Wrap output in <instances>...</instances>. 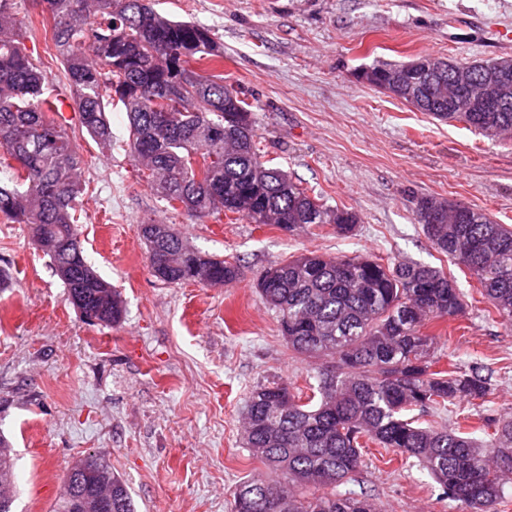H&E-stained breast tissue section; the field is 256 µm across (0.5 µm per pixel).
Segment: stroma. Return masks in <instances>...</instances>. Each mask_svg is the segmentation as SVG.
<instances>
[{
  "mask_svg": "<svg viewBox=\"0 0 512 512\" xmlns=\"http://www.w3.org/2000/svg\"><path fill=\"white\" fill-rule=\"evenodd\" d=\"M24 44L54 84L62 66L31 0H15ZM209 30L218 72L250 104L264 157L326 204L359 217L294 234L222 216L194 223L139 180L125 112H109L112 147L80 141L90 190L78 227L91 267L120 295L112 327L87 324L24 225L0 223V438L15 454L14 512H51L67 467L104 455L136 512H231L232 492L263 465L243 448L244 399L256 385L306 388L318 363L293 355L256 289L274 262L307 252L411 260L475 277L436 252L416 200L448 198L512 226V139L490 140L370 86L374 63L421 56L512 58V0H155ZM173 225L196 250L236 259L239 279L201 287L152 276L139 226ZM429 326L461 368L491 374L487 415L512 414V330L480 303ZM344 491L367 489L383 512H466L426 471L378 452Z\"/></svg>",
  "mask_w": 512,
  "mask_h": 512,
  "instance_id": "stroma-1",
  "label": "stroma"
}]
</instances>
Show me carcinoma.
<instances>
[{
  "label": "carcinoma",
  "instance_id": "cac0c4a2",
  "mask_svg": "<svg viewBox=\"0 0 512 512\" xmlns=\"http://www.w3.org/2000/svg\"><path fill=\"white\" fill-rule=\"evenodd\" d=\"M48 15L64 68L65 90L49 85L41 60L27 52L14 0H0V219L28 227L33 244L49 256L69 303L86 322L112 327L123 301L84 258L77 203L89 192L87 161L78 138L100 150L112 145L106 116L126 112L131 154L139 179L170 207L202 221L221 212L288 233L330 224L351 231L358 216L331 207L262 159L250 105L218 75L191 70L222 57L208 29L175 21L151 0H33ZM418 68L377 63L364 71L377 88L401 75L417 86L416 108L442 121H461L496 139L512 136V82L505 111L472 112L467 99L448 111L453 75L441 59H417ZM512 59L461 64L471 93L482 76ZM72 100L74 124L59 116ZM433 248L466 267L478 283L487 316L512 329V227L481 209L445 214L423 223ZM152 275L167 284L224 285L239 279L237 264L193 249L170 225H141ZM258 293L279 318L288 349L304 359L330 358L317 368L311 394L280 383L251 389L244 405L243 444L268 470L233 492V512H381L366 492H341L370 446L413 458L468 512H494L507 501L512 474V417L478 415L495 449L490 461L471 432L421 423L409 413L446 411L462 399L485 401L490 378L448 361L437 368L436 336L429 325L454 320L467 303L443 270L418 262L381 263L363 256L327 259L301 254L269 267ZM15 459L0 439V512L16 498ZM67 469L52 512H69L83 486ZM112 512H135L131 495L112 476Z\"/></svg>",
  "mask_w": 512,
  "mask_h": 512
}]
</instances>
